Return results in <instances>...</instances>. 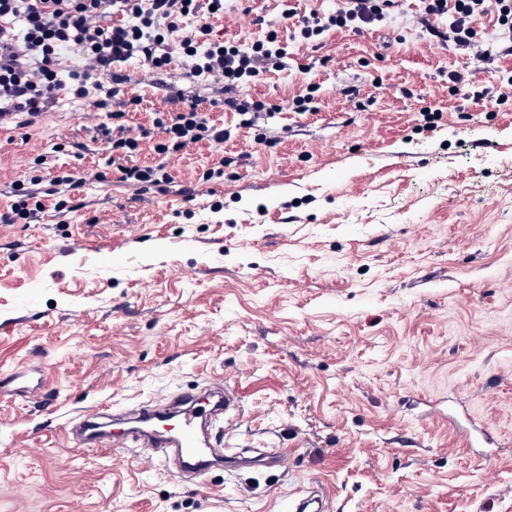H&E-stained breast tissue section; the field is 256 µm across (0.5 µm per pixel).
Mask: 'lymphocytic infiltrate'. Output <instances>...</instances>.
I'll return each instance as SVG.
<instances>
[{
  "label": "lymphocytic infiltrate",
  "mask_w": 512,
  "mask_h": 512,
  "mask_svg": "<svg viewBox=\"0 0 512 512\" xmlns=\"http://www.w3.org/2000/svg\"><path fill=\"white\" fill-rule=\"evenodd\" d=\"M399 0H343L335 12L307 14L286 12L284 18L294 39L314 41L332 28L354 32L382 22ZM224 0H0V125L15 123L24 128L34 124L57 101L61 85L58 72L63 53L72 49L82 54L85 67L74 74L70 92L81 98L88 82L108 81L105 97L97 103L107 112L106 122L95 126L97 139L107 146L106 166L112 167L119 181L146 191L166 190L174 178L168 171L167 157L199 143L223 144L227 131L210 122L187 102L182 93L169 97L172 111L154 118L151 128L130 133L125 124L127 109L140 105L131 97L109 110L108 100L118 93L126 77L117 66L130 59L143 60L150 69L163 70L171 61L167 35L179 27L181 19L197 14L220 16ZM452 14L443 41L475 48L479 53L478 21L496 15L500 25L512 29V0H424L419 17L423 28L436 31L435 21ZM184 65L191 74L212 76L221 83L225 108L246 118L253 126L254 114L264 110L261 101L248 102L236 96L238 87L256 83L270 67H284L288 48L277 31L250 50L213 38L203 24L189 31L181 41ZM151 142L162 163L138 165L134 158L143 142Z\"/></svg>",
  "instance_id": "f902f5d3"
}]
</instances>
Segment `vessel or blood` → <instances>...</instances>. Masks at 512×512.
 <instances>
[{"label": "vessel or blood", "mask_w": 512, "mask_h": 512, "mask_svg": "<svg viewBox=\"0 0 512 512\" xmlns=\"http://www.w3.org/2000/svg\"><path fill=\"white\" fill-rule=\"evenodd\" d=\"M236 404L234 391L218 383L207 394L183 391L167 401L144 405L129 417L113 418L109 431L98 413H87L78 430L86 446L106 440L114 446L133 442L161 449L172 458L178 478L192 479L223 466L224 451L208 443L206 430L213 421L229 419Z\"/></svg>", "instance_id": "vessel-or-blood-1"}]
</instances>
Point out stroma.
Returning <instances> with one entry per match:
<instances>
[{"label": "stroma", "mask_w": 512, "mask_h": 512, "mask_svg": "<svg viewBox=\"0 0 512 512\" xmlns=\"http://www.w3.org/2000/svg\"><path fill=\"white\" fill-rule=\"evenodd\" d=\"M340 5L224 0L212 25L247 50L286 10ZM422 8L289 43L287 69L243 89L282 107L253 131L182 64L202 17L169 35L163 74L121 63L124 95L143 99L130 128L175 90L230 130L169 159L191 199L140 198L106 173L97 90L0 127V212L37 156L44 180L85 179L79 209L0 224V512H291L314 488L331 512H512V101L497 102L512 55L488 16L474 65L418 24ZM451 70L485 96L449 91ZM311 84L314 111L291 109ZM219 161L223 183L199 184ZM216 379L241 402L222 447L284 448L287 468L180 482L67 431L84 409Z\"/></svg>", "instance_id": "obj_1"}]
</instances>
